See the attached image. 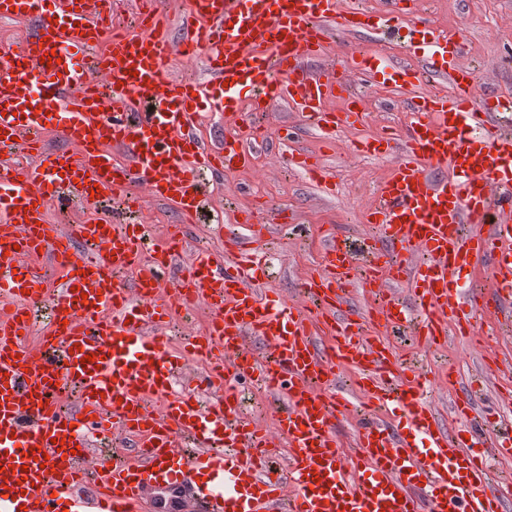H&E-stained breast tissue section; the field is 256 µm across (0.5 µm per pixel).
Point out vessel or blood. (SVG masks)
I'll list each match as a JSON object with an SVG mask.
<instances>
[{
    "label": "vessel or blood",
    "instance_id": "vessel-or-blood-1",
    "mask_svg": "<svg viewBox=\"0 0 512 512\" xmlns=\"http://www.w3.org/2000/svg\"><path fill=\"white\" fill-rule=\"evenodd\" d=\"M14 17L32 21L35 33L0 64V512H12L16 498L24 512H62L97 478L102 490L81 512H131L150 493L179 489L195 493L206 512H503V487L482 451L511 458L512 425L482 429L474 444L450 433L424 397L423 373L401 366L388 343L406 330L426 348L451 333L471 336L477 315L512 302V99L475 97L477 75L459 63L462 38L418 18L408 30L428 47L421 68L393 63L379 72L375 55L351 54L349 71L380 73L397 88L444 77L450 90L409 99L402 143L357 142V152L395 160L366 213L381 235L364 239V265L344 239L325 243L318 276L302 285L311 303L302 310L259 290L264 260L254 244L268 228L251 215L241 217L248 236L229 231L221 249L197 251L163 297L161 274L182 247L177 234L145 265L143 224L86 223L68 234L50 222L49 206L90 201L97 187L131 209L143 187L193 222L207 201V171L250 160L239 138L216 147L198 140L201 106H243L266 123L284 101L324 129L357 125L359 111L324 108L349 92L348 71L306 63L326 56L329 29L386 34L389 18L370 22L339 0H191L175 41L154 0H138L135 25L103 46L106 20L83 0H0V18ZM48 52L56 60L47 65ZM196 56L207 61L208 80L173 75L174 58ZM104 78L112 81L108 102ZM48 127L61 148L44 146ZM19 148L34 159L17 181L9 159ZM289 163L317 184L329 177L304 153ZM434 169L448 178L433 180ZM42 252L63 274L50 328L31 345L26 312L44 277L28 260ZM483 259L490 287L461 290L464 270ZM389 281L409 301L383 292ZM354 283L381 291L362 313L347 308ZM200 303L212 319L186 348L209 364L194 380L217 397L205 408L174 390L159 331L170 310ZM319 323L335 335L324 349L314 342ZM250 336L266 342L264 360L248 347ZM346 367L360 373L364 409L347 451L336 423L350 403L328 392ZM243 376L273 396L277 435L242 415ZM69 389L80 399L74 414L60 406ZM155 397L164 400L157 413L149 409ZM90 429L133 437L141 463L90 457ZM282 447L279 477L269 460Z\"/></svg>",
    "mask_w": 512,
    "mask_h": 512
}]
</instances>
